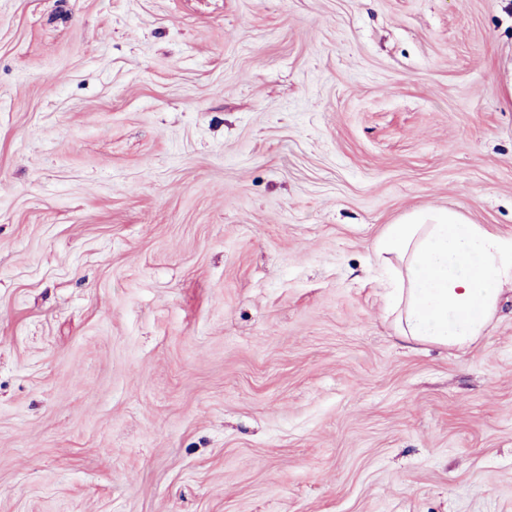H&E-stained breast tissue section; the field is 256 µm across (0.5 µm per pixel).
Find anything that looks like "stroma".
<instances>
[{"label":"stroma","instance_id":"35a3bbf8","mask_svg":"<svg viewBox=\"0 0 512 512\" xmlns=\"http://www.w3.org/2000/svg\"><path fill=\"white\" fill-rule=\"evenodd\" d=\"M512 234V0H0V512H512L467 350L369 257Z\"/></svg>","mask_w":512,"mask_h":512}]
</instances>
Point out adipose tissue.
Wrapping results in <instances>:
<instances>
[{
	"mask_svg": "<svg viewBox=\"0 0 512 512\" xmlns=\"http://www.w3.org/2000/svg\"><path fill=\"white\" fill-rule=\"evenodd\" d=\"M372 250L398 333L417 343L475 344L512 284V235L448 209L387 225Z\"/></svg>",
	"mask_w": 512,
	"mask_h": 512,
	"instance_id": "obj_1",
	"label": "adipose tissue"
}]
</instances>
